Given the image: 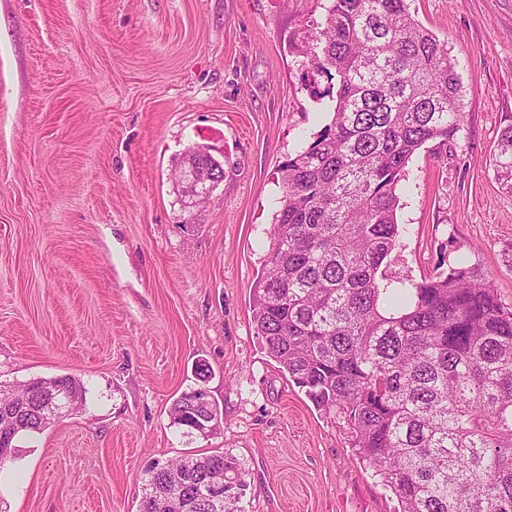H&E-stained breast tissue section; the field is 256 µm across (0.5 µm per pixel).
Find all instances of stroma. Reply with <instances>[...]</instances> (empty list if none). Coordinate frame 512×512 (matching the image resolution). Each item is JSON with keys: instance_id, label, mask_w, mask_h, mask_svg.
Here are the masks:
<instances>
[{"instance_id": "35a3bbf8", "label": "stroma", "mask_w": 512, "mask_h": 512, "mask_svg": "<svg viewBox=\"0 0 512 512\" xmlns=\"http://www.w3.org/2000/svg\"><path fill=\"white\" fill-rule=\"evenodd\" d=\"M459 60L466 120L402 182L393 268L469 253L512 305V193L490 159L512 123V0H413ZM317 0H0V381L72 375L81 410L21 438L0 512H139L149 463L230 450L246 512H395L342 431L268 357L251 287L279 168L327 121L289 39ZM223 162L186 209L189 147ZM207 387L209 436L173 425ZM191 390L183 392L172 403L170 414L173 425H177L179 428H182L184 430V434L192 435L194 434L195 430L187 424V420H200L194 425L195 429H197V432L201 433L202 435H207L208 433L214 432L216 426L209 421L202 420L203 422H201V419L202 417L206 416L207 418L212 419V421L216 420L218 424L223 423V413L219 404L212 398V396H208L209 393L205 388L201 391L205 394V396H208V402L206 404H198L194 401L192 394L195 388H192Z\"/></svg>"}]
</instances>
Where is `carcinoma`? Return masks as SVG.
<instances>
[{"instance_id":"cac0c4a2","label":"carcinoma","mask_w":512,"mask_h":512,"mask_svg":"<svg viewBox=\"0 0 512 512\" xmlns=\"http://www.w3.org/2000/svg\"><path fill=\"white\" fill-rule=\"evenodd\" d=\"M324 21L297 54L336 80L320 97L330 121L282 164L274 241L252 287L255 332L266 353L325 418L342 426L355 456L397 498L399 512H512V308L462 253L419 280L387 273L400 197L424 144H454L465 112L457 61L414 18L407 0H326ZM512 191V123L492 158ZM19 390L32 408L3 431L16 441L46 425L36 412L46 386ZM172 423H222L219 404L190 391ZM231 472L221 498L197 483ZM246 469L227 452L188 454L145 471L140 512H244Z\"/></svg>"}]
</instances>
